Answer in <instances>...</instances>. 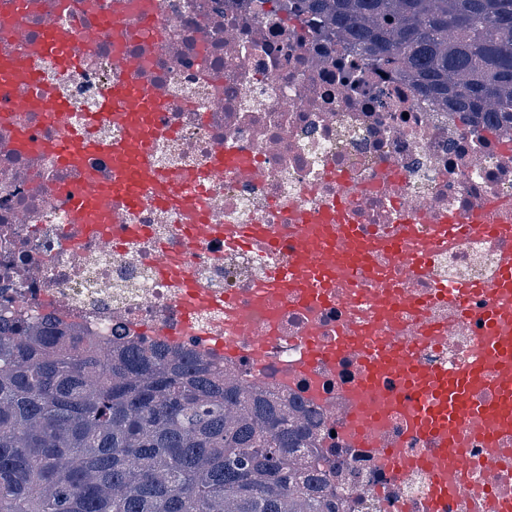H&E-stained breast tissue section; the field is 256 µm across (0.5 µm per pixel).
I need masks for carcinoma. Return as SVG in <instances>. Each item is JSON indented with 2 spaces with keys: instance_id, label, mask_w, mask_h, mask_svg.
I'll return each instance as SVG.
<instances>
[{
  "instance_id": "carcinoma-1",
  "label": "carcinoma",
  "mask_w": 512,
  "mask_h": 512,
  "mask_svg": "<svg viewBox=\"0 0 512 512\" xmlns=\"http://www.w3.org/2000/svg\"><path fill=\"white\" fill-rule=\"evenodd\" d=\"M292 3L512 140V0ZM314 449L310 410L203 359L0 322V512H336Z\"/></svg>"
}]
</instances>
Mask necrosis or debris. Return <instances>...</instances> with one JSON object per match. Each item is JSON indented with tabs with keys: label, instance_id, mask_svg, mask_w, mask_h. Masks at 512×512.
I'll use <instances>...</instances> for the list:
<instances>
[{
	"label": "necrosis or debris",
	"instance_id": "obj_1",
	"mask_svg": "<svg viewBox=\"0 0 512 512\" xmlns=\"http://www.w3.org/2000/svg\"><path fill=\"white\" fill-rule=\"evenodd\" d=\"M159 35L145 48L139 22ZM124 45L140 60L132 78L165 107L155 115L165 137L153 146L158 167L191 174L203 209L184 213L148 201L124 220L80 231L66 200L82 173L64 170L42 149L58 131L37 112L0 116V317L53 318L106 344L139 342L186 350L246 387L296 399L316 415V464L342 512H427L431 450L397 418L366 416L353 394L362 370L355 356L303 362L304 337L331 345L340 328L366 320L356 293L340 288L327 306L285 298L257 305L264 274L255 251L204 236L203 224H266L287 261L297 216L346 210L365 235L398 219L431 229L512 217V142L466 131L456 112L420 93L395 71L369 65L357 47L325 39L287 12L257 0H128ZM110 38L96 42L80 68L44 63L74 112L91 110L104 89L124 80L112 65ZM24 128L29 152L15 151ZM230 150L252 174L211 177L217 151ZM507 242L457 233L412 285L422 313L400 314L383 332L412 346L418 363L453 369L479 354L474 295L468 315L451 310L435 281L488 283ZM190 274L191 287L159 275L161 255ZM371 435L374 448L361 438ZM460 467L448 472L440 512H512V437L490 445L482 430L459 434ZM407 459L403 471L383 451Z\"/></svg>",
	"mask_w": 512,
	"mask_h": 512
}]
</instances>
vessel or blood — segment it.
<instances>
[{"mask_svg":"<svg viewBox=\"0 0 512 512\" xmlns=\"http://www.w3.org/2000/svg\"><path fill=\"white\" fill-rule=\"evenodd\" d=\"M68 0L46 6L44 0H11L0 12V20L20 29L33 13L42 17V34L26 41L23 51L0 52V96L11 111L38 112L59 128L50 150L59 164L83 170L85 177L68 199L71 223L108 224L122 210H132L151 198L171 203L177 209L196 212L203 200L194 179L184 173H164L152 161V147L162 130L153 121L161 108L156 95L140 83L128 81L105 89L93 111L75 115L54 83L39 69L42 59H52L65 70L78 67L81 51L90 48L98 30H111L114 43L126 39L120 13L101 20L98 29L76 31L67 20ZM121 127L123 136L113 141L100 139L95 129L102 124ZM103 157L112 165L110 181H100L90 171V158ZM248 173V165L233 152L218 153L211 165L214 176L225 169ZM116 209H108V202ZM207 236L224 235L232 246L256 250L265 258L266 275L255 285L254 298L270 305L273 298L291 297L302 304H330L338 288H359L382 276V265L403 270L407 279H420L434 251L447 243L448 227L436 225L422 234L418 225L400 224L394 231L375 238L363 236L346 213L325 212L305 218L297 227V242L287 264L276 260L277 244L265 224H206ZM487 290L488 306L481 312L483 334L480 353L469 364L448 371L419 365L412 350L381 336L380 326L403 311L420 310L417 294L408 292L388 297L376 290L361 296L370 310V320L343 327L336 336L333 356L355 354L362 371L359 390L379 388L386 380L404 382V391L376 406L377 414L399 416L413 436L436 442L441 463L433 470L427 490L428 512H438L448 492L444 466L456 465L461 457L457 435L466 422L478 424L490 442L512 435V250L500 254L496 274Z\"/></svg>","mask_w":512,"mask_h":512,"instance_id":"vessel-or-blood-1","label":"vessel or blood"}]
</instances>
